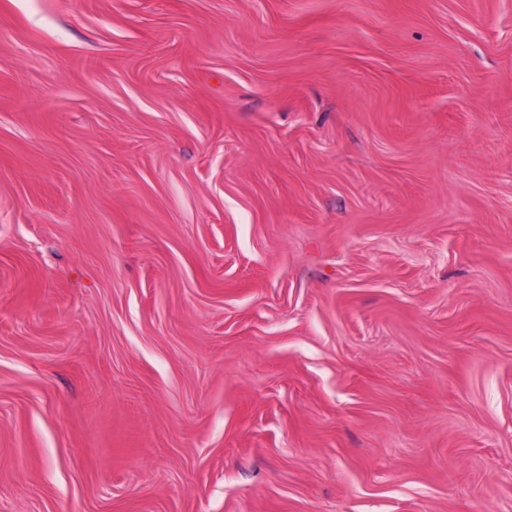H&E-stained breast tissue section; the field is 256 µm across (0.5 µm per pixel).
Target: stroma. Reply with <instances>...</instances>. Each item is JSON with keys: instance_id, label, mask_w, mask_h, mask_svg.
<instances>
[{"instance_id": "1", "label": "stroma", "mask_w": 512, "mask_h": 512, "mask_svg": "<svg viewBox=\"0 0 512 512\" xmlns=\"http://www.w3.org/2000/svg\"><path fill=\"white\" fill-rule=\"evenodd\" d=\"M0 512H512V0H0Z\"/></svg>"}]
</instances>
